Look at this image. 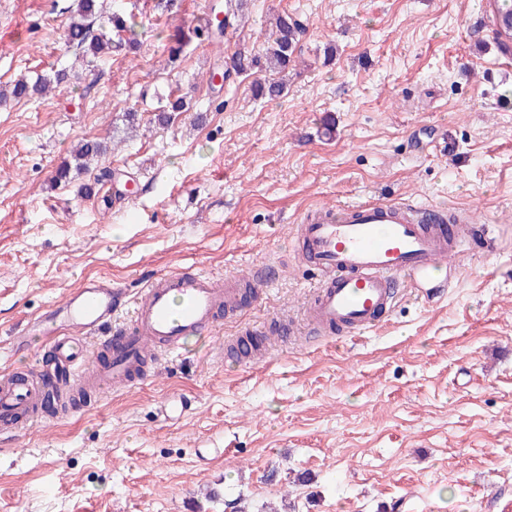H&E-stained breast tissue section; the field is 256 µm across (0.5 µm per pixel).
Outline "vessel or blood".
I'll return each instance as SVG.
<instances>
[{
    "label": "vessel or blood",
    "instance_id": "vessel-or-blood-1",
    "mask_svg": "<svg viewBox=\"0 0 512 512\" xmlns=\"http://www.w3.org/2000/svg\"><path fill=\"white\" fill-rule=\"evenodd\" d=\"M302 261L318 282L307 307L314 334H361L387 319L399 287L431 282L443 256L479 250L482 231L470 210L432 203L400 205L373 200L333 209L314 207L301 219ZM241 276L173 272L145 286L132 300L131 325L112 329L124 293L112 281L91 278L55 309L28 322L17 344L43 337L60 378L74 389L92 382L98 393L129 386L137 377L138 358L180 351L189 337L211 325L220 309L239 304ZM98 335L109 346V365L88 363V338ZM50 377L33 370L0 377V430L14 434L24 421L40 420Z\"/></svg>",
    "mask_w": 512,
    "mask_h": 512
}]
</instances>
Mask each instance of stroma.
Instances as JSON below:
<instances>
[{
	"label": "stroma",
	"mask_w": 512,
	"mask_h": 512,
	"mask_svg": "<svg viewBox=\"0 0 512 512\" xmlns=\"http://www.w3.org/2000/svg\"><path fill=\"white\" fill-rule=\"evenodd\" d=\"M105 2L142 45L87 67L73 0H0V86L68 74L0 101V371L49 364L40 337L11 338L87 278L136 298L173 271L278 275L130 389L0 435V512H512V48L487 0H248L240 28L174 63L171 35L210 0ZM284 13L305 34L282 97H254L249 75L209 84ZM177 97L187 111L160 124ZM91 139L110 151L55 182ZM367 199L475 207L485 247L443 270V301L406 288L362 337L301 329L263 361L224 359L225 337L300 322L302 215ZM172 393L193 405L167 420ZM65 77L66 74L62 71L54 72L52 75H37L35 79L20 76L12 81L10 94L15 100L27 99L33 95H46L57 88Z\"/></svg>",
	"instance_id": "1"
}]
</instances>
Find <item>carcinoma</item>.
I'll use <instances>...</instances> for the list:
<instances>
[{
    "label": "carcinoma",
    "mask_w": 512,
    "mask_h": 512,
    "mask_svg": "<svg viewBox=\"0 0 512 512\" xmlns=\"http://www.w3.org/2000/svg\"><path fill=\"white\" fill-rule=\"evenodd\" d=\"M243 4H234L228 0L224 7V24H215L213 19L193 29L195 38L201 41H212L223 31L234 27L239 21V12ZM101 17L98 13V0H75V8L67 27V37L76 46L81 56L92 64L112 47L124 46L135 49L139 46V33L135 23L128 21L118 12L108 16L112 27L126 34L117 44L94 32L93 26ZM492 21L494 34L498 43L507 48L512 43V0H492ZM305 29L301 22L293 16L281 15L277 18L275 29L272 30L261 52L257 54L238 50L224 58L223 79L239 76L254 69H266L270 72L283 73L295 63L300 53V42ZM66 74L57 71L51 75L41 74L34 79L21 76L12 81L10 94L16 100L27 99L33 95H45L57 88L65 79ZM283 80L264 77L254 81L253 91L257 97L277 98L283 94ZM106 152V147L96 141L85 142L71 154V159L64 162L58 169L56 181L68 182L73 171L78 173L86 170L90 161Z\"/></svg>",
    "instance_id": "obj_1"
}]
</instances>
